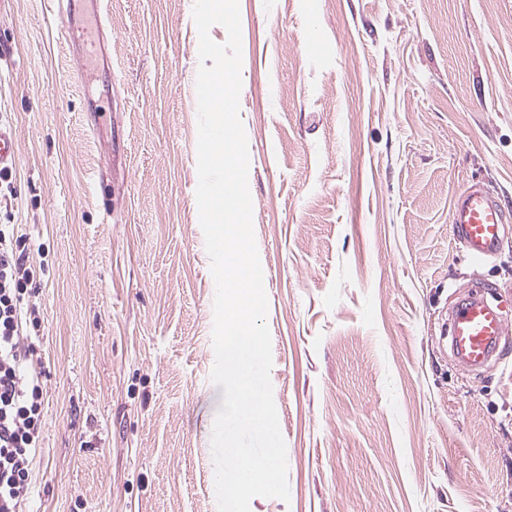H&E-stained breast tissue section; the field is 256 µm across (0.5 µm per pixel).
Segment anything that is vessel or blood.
Instances as JSON below:
<instances>
[{"mask_svg": "<svg viewBox=\"0 0 512 512\" xmlns=\"http://www.w3.org/2000/svg\"><path fill=\"white\" fill-rule=\"evenodd\" d=\"M18 162L14 132L0 128V170ZM503 210L481 184H473L457 196L452 213L453 235L475 264L496 255L503 239ZM451 352L464 368L477 371L495 359L503 341L512 339V319L500 306L471 294L459 300L449 317Z\"/></svg>", "mask_w": 512, "mask_h": 512, "instance_id": "obj_1", "label": "vessel or blood"}]
</instances>
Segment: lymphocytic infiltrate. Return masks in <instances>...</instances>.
<instances>
[{"mask_svg":"<svg viewBox=\"0 0 512 512\" xmlns=\"http://www.w3.org/2000/svg\"><path fill=\"white\" fill-rule=\"evenodd\" d=\"M28 241L21 225L0 224V512H23L43 441L45 358L29 303L40 271Z\"/></svg>","mask_w":512,"mask_h":512,"instance_id":"obj_1","label":"lymphocytic infiltrate"}]
</instances>
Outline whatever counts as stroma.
Returning a JSON list of instances; mask_svg holds the SVG:
<instances>
[{
  "label": "stroma",
  "instance_id": "stroma-1",
  "mask_svg": "<svg viewBox=\"0 0 512 512\" xmlns=\"http://www.w3.org/2000/svg\"><path fill=\"white\" fill-rule=\"evenodd\" d=\"M239 2L289 486L250 512H512V345L468 375L442 339L478 285L512 316V0ZM192 8L107 0L99 51L0 0V224L43 269L29 512H218ZM475 182L506 214L481 265L450 227ZM18 162L17 138L14 132L0 126V170L9 169ZM0 172L4 173V172Z\"/></svg>",
  "mask_w": 512,
  "mask_h": 512
}]
</instances>
